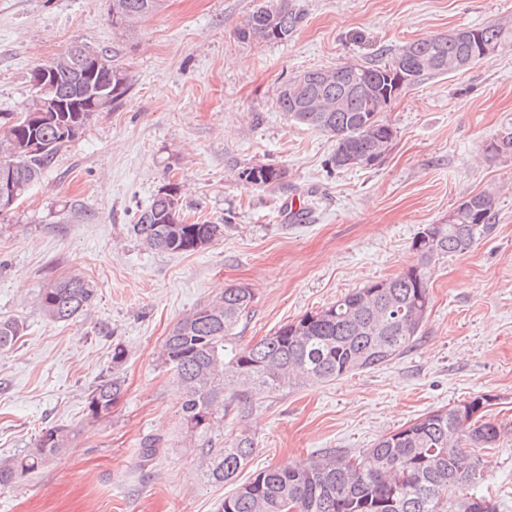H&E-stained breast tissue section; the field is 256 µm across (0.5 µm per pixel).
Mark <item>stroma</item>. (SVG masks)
Listing matches in <instances>:
<instances>
[{
	"instance_id": "35a3bbf8",
	"label": "stroma",
	"mask_w": 512,
	"mask_h": 512,
	"mask_svg": "<svg viewBox=\"0 0 512 512\" xmlns=\"http://www.w3.org/2000/svg\"><path fill=\"white\" fill-rule=\"evenodd\" d=\"M261 0H163L129 31L114 29L111 0H0V112L30 96L29 74L75 43L115 54L128 91L93 116L24 200L0 216V319L22 322L0 353V459L27 452L43 428L77 436L35 475L0 489V512H217L230 486L210 483L182 419L183 393L158 352L183 316L228 285L252 288L237 329L255 343L352 289L399 274L412 241L444 224L465 198L494 190L492 233L437 263L432 306L403 355L336 381L265 398L250 419L215 436L249 433L244 476L328 452L362 453L380 436L473 397L512 421V155L485 146L512 122V46L401 92L382 118L396 132L380 165L339 170L325 133L277 106L295 74L367 65L390 49L490 23L512 28V0H292L304 15L282 43L238 39ZM286 177L246 187L243 167ZM180 186L186 223L220 224L201 251L146 249L130 233L162 185ZM305 208L294 220L290 205ZM78 276L96 302L66 322L38 299ZM125 350L113 367L112 350ZM120 376L111 413L87 396ZM162 449L140 464L145 438ZM478 489L512 512V434L486 449Z\"/></svg>"
}]
</instances>
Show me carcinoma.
<instances>
[{"mask_svg": "<svg viewBox=\"0 0 512 512\" xmlns=\"http://www.w3.org/2000/svg\"><path fill=\"white\" fill-rule=\"evenodd\" d=\"M161 0H112V27L122 29L148 18ZM303 22L291 0H274L253 11L238 31L243 41L286 42ZM512 44V29L489 24L468 29L466 37L445 35L405 44L375 64L345 63L315 68L292 77L278 92L277 104L293 122L335 139L331 162L338 169L368 168L390 150L393 127L381 113L400 92L425 75L469 68ZM97 75L109 89L102 105L89 104L88 82L76 62L49 83L50 96L75 111L58 114L53 125L32 128L23 109L0 112V174L31 187L53 166L64 146L74 141L91 116L115 103L128 90L125 74ZM492 155L512 154V126L504 127L486 146ZM285 178L272 165H252L238 172L243 185L268 188ZM176 184L163 185L139 210L131 234L150 250L192 253L224 232L222 224H188L181 218ZM495 198L481 192L466 198L446 224H429L413 239L416 262L401 273L370 281L329 306L303 315L273 335L240 346L234 330L254 300L251 289L236 285L203 304L174 326L159 352L183 388L181 411L187 430L197 434L205 477L233 486L218 512H497L492 499L477 495L488 473L481 446L492 448L512 431L482 411L463 422L466 405L490 406L481 395L424 414L395 436H381L367 456L328 453L305 462L237 477L255 454L254 438L212 437L218 416L244 421L262 395H277L305 384H323L373 369L402 355L419 335L431 304L429 286L436 263L469 252L487 235ZM96 291L81 278L65 277L40 295V308L51 320L64 322L87 309ZM23 324L0 320V350L21 337ZM122 393L119 377L101 380L88 394L94 418L112 411ZM74 431L64 426L43 429L34 449L0 460V488L36 472L69 447Z\"/></svg>", "mask_w": 512, "mask_h": 512, "instance_id": "carcinoma-1", "label": "carcinoma"}]
</instances>
